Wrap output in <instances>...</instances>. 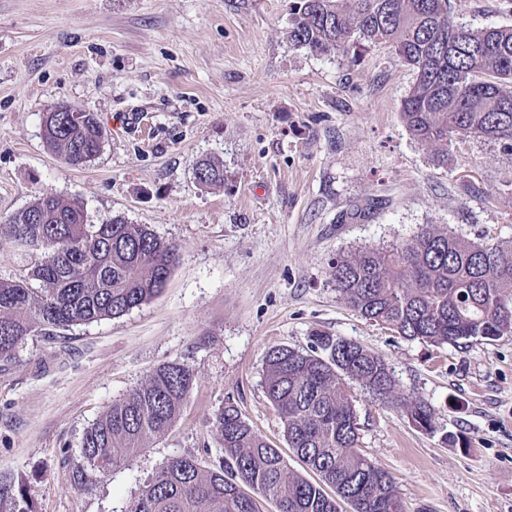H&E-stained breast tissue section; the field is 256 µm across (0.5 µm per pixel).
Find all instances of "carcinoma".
<instances>
[{"instance_id":"1","label":"carcinoma","mask_w":512,"mask_h":512,"mask_svg":"<svg viewBox=\"0 0 512 512\" xmlns=\"http://www.w3.org/2000/svg\"><path fill=\"white\" fill-rule=\"evenodd\" d=\"M288 40L312 54L391 45L416 71L402 105L409 132L448 155L463 136L512 150V27L475 31L454 24L448 0H296ZM47 113V146L70 166L101 150L106 130L91 112ZM197 181L224 185V165L198 162ZM6 235L41 251L27 272L0 280V361L31 333L48 339L74 324L119 317L166 286L177 249L143 224L114 217L89 224L84 203L46 194L13 214ZM336 291L361 317L406 339L459 347L512 335V243L478 245L429 224L394 249L365 248L333 266ZM302 352L270 347L264 387L288 448L317 479L288 471L281 450L254 431L232 402L215 416L222 456L214 468L192 457L167 461L129 512H403L392 475L358 449L360 424L347 381L406 412L433 433L434 409L397 388L387 362L342 337L321 336ZM194 385L181 362L156 368L85 432L82 457L101 473L130 464L178 420Z\"/></svg>"}]
</instances>
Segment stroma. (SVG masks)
Segmentation results:
<instances>
[{
    "mask_svg": "<svg viewBox=\"0 0 512 512\" xmlns=\"http://www.w3.org/2000/svg\"><path fill=\"white\" fill-rule=\"evenodd\" d=\"M450 3L467 28L512 27V0ZM293 6L0 0V225L43 194L77 197L88 223L146 225L178 254L150 302L28 337L0 362V476L14 485L0 512H129L169 458L217 463L213 420L228 401L304 474L263 362L275 345L308 351L317 333L379 354L400 391L435 410L426 433L349 385L359 449L393 475L404 512H512V335L459 348L407 340L350 309L331 276L337 257L428 224L512 242V152L467 137L440 161L401 116L414 70L388 46L355 59L295 48ZM59 104L106 129L84 165L44 140ZM205 157L223 162V186L196 180ZM174 360L195 384L171 431L128 466L87 468V428Z\"/></svg>",
    "mask_w": 512,
    "mask_h": 512,
    "instance_id": "1",
    "label": "stroma"
}]
</instances>
